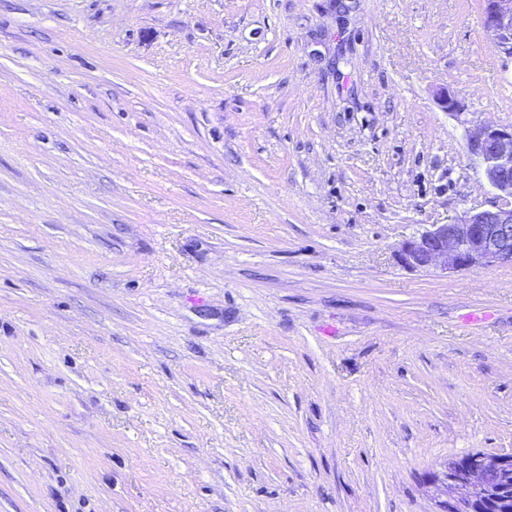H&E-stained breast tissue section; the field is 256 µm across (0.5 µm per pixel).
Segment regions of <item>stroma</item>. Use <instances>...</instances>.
Masks as SVG:
<instances>
[{
	"instance_id": "stroma-1",
	"label": "stroma",
	"mask_w": 512,
	"mask_h": 512,
	"mask_svg": "<svg viewBox=\"0 0 512 512\" xmlns=\"http://www.w3.org/2000/svg\"><path fill=\"white\" fill-rule=\"evenodd\" d=\"M461 105L444 108L441 92ZM481 0H0V512H436L512 453ZM466 147L479 162L494 201L402 242L396 254L402 267L448 272L512 262V125H470Z\"/></svg>"
}]
</instances>
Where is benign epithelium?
I'll list each match as a JSON object with an SVG mask.
<instances>
[{"label":"benign epithelium","instance_id":"1","mask_svg":"<svg viewBox=\"0 0 512 512\" xmlns=\"http://www.w3.org/2000/svg\"><path fill=\"white\" fill-rule=\"evenodd\" d=\"M482 15L498 51L512 57V0H482ZM466 147L494 201L402 242V267L463 271L512 262V125H472ZM429 484L439 496L437 512H512V454L464 455L432 472Z\"/></svg>","mask_w":512,"mask_h":512}]
</instances>
